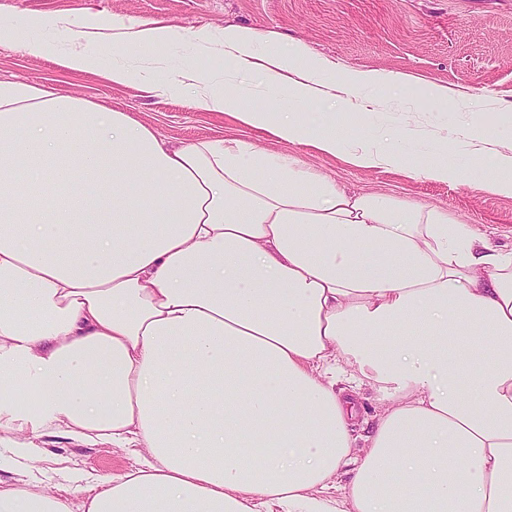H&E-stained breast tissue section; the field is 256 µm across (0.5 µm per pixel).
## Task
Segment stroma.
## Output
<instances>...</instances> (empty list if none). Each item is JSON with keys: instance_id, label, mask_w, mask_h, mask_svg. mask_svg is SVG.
Instances as JSON below:
<instances>
[{"instance_id": "stroma-1", "label": "stroma", "mask_w": 512, "mask_h": 512, "mask_svg": "<svg viewBox=\"0 0 512 512\" xmlns=\"http://www.w3.org/2000/svg\"><path fill=\"white\" fill-rule=\"evenodd\" d=\"M53 13L79 23L89 18H137L185 28L228 24L276 31L328 57L341 69L373 70L401 79L404 101L416 112L369 113L415 134L455 138L465 128L492 131L487 151L512 155V0H0V22ZM24 80L62 95L105 103L129 113L174 143L237 138L257 149L297 159L303 169L335 180L347 191L377 195L416 210H437L450 221L484 234L491 248L512 250V196L484 182H446L398 167H360L347 155L331 156L252 130L229 116L191 108L187 94L146 97L97 74L67 72L58 61L0 44V80ZM448 90L433 97V87ZM143 448L94 446L49 431L30 460L0 442V480L70 498L74 485L141 468Z\"/></svg>"}]
</instances>
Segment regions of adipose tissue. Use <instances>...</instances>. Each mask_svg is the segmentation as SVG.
I'll return each instance as SVG.
<instances>
[{
  "label": "adipose tissue",
  "instance_id": "obj_1",
  "mask_svg": "<svg viewBox=\"0 0 512 512\" xmlns=\"http://www.w3.org/2000/svg\"><path fill=\"white\" fill-rule=\"evenodd\" d=\"M67 27L29 16L0 43L332 156L400 83L247 26L116 18L111 48L89 22L80 50ZM182 43L223 67L170 55ZM448 149L413 160L389 135L353 160L453 181ZM364 385L382 412L361 441ZM49 429L150 454L75 486L84 512H512V251L246 142L173 145L0 81V433H24L23 456ZM0 512L72 510L0 486Z\"/></svg>",
  "mask_w": 512,
  "mask_h": 512
}]
</instances>
